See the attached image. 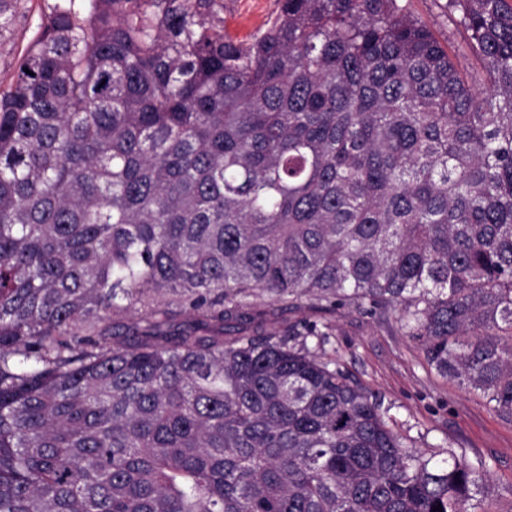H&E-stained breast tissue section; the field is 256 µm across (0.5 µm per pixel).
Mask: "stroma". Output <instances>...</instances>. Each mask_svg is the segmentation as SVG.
Instances as JSON below:
<instances>
[{
    "label": "stroma",
    "instance_id": "1",
    "mask_svg": "<svg viewBox=\"0 0 512 512\" xmlns=\"http://www.w3.org/2000/svg\"><path fill=\"white\" fill-rule=\"evenodd\" d=\"M51 2L20 0L17 22L0 33V86L10 82ZM446 2L407 0L409 9L447 45L459 67L471 69L476 61ZM276 9L277 0H224V26L230 35L246 39L261 30ZM250 312L280 333L298 321L316 325L322 337L310 339L312 351L335 360L367 393L381 399L393 432L432 464L456 455L484 467L488 475L474 493L477 512H512V418L494 411L480 392L437 373L420 344L404 334L398 312H291L266 297L253 299Z\"/></svg>",
    "mask_w": 512,
    "mask_h": 512
}]
</instances>
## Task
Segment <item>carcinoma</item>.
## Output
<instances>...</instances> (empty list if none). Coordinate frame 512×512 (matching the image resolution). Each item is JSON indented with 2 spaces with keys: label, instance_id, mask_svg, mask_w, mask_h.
Masks as SVG:
<instances>
[{
  "label": "carcinoma",
  "instance_id": "1",
  "mask_svg": "<svg viewBox=\"0 0 512 512\" xmlns=\"http://www.w3.org/2000/svg\"><path fill=\"white\" fill-rule=\"evenodd\" d=\"M446 8L480 69L403 0H55L0 91V512H473L315 327L242 335L398 309L512 417V0ZM147 291L198 319L105 322ZM277 9V0H224V27L239 39L264 28Z\"/></svg>",
  "mask_w": 512,
  "mask_h": 512
}]
</instances>
